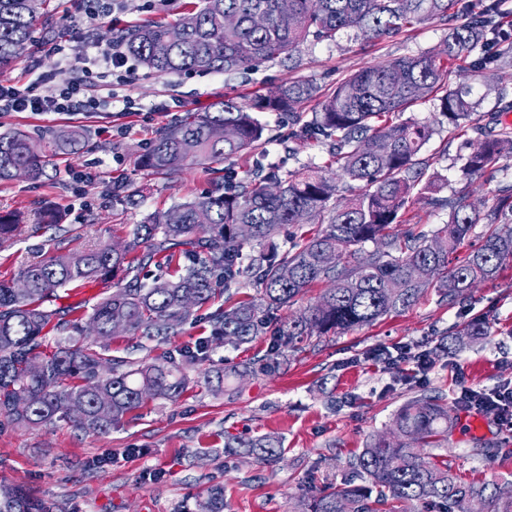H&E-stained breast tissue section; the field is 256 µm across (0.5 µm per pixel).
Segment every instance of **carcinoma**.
Masks as SVG:
<instances>
[{
    "label": "carcinoma",
    "instance_id": "cac0c4a2",
    "mask_svg": "<svg viewBox=\"0 0 512 512\" xmlns=\"http://www.w3.org/2000/svg\"><path fill=\"white\" fill-rule=\"evenodd\" d=\"M456 2L201 0L176 21L145 23L121 40L130 55L159 75L229 73L290 60L310 36L334 41L341 31L357 29L373 41L429 20L445 22ZM42 6V0H0V70L27 50ZM257 12L266 14V26L253 24ZM509 25L512 19L500 0H475L467 22L448 32L442 55L399 58L345 78L299 134L325 147L326 165L284 178L277 168L261 164L247 180L236 181L227 173L206 193L133 225L122 241L33 261L19 272L18 287L0 282V417L31 428L64 423L103 435L142 407L147 397L176 399L189 387L188 371L210 361L211 340L157 355L152 343L180 335L219 288L228 293V305L211 315L217 339L240 346L265 335L270 320H277L269 358L259 367L270 374L281 350L305 338L371 325L411 308L430 288L452 300L494 277L512 261V228H496L481 246L461 253L478 221L467 197L444 201L448 223L429 237L399 228L407 222V207L424 175L415 157L436 134L431 124L399 117L434 98L453 130L472 128L473 87L448 89V63L461 62V69L475 77L512 67V41L504 37L490 50L485 39L491 28L502 31ZM173 27L182 30L179 44L169 42ZM315 93L309 82L286 81L272 97L226 99L212 111L195 112L160 130L138 165L162 176L190 167L212 171L272 141L257 113L286 111L292 116ZM216 126L232 127L235 139L213 140L210 132ZM83 141L79 130L61 131L51 152L74 151ZM186 142L196 147L190 156L183 151ZM29 144L23 131L0 134V181L14 179L20 170L31 180L42 176L46 156L30 152ZM467 144L471 152L465 169L480 171L512 156V128L480 132ZM344 180L362 184L363 190L351 197L340 195L339 182ZM508 215L512 187L501 191L486 219L495 224ZM304 221L323 228L300 235L283 251L277 249L274 239L280 229L287 224L300 227ZM241 224L252 226L251 236L239 235ZM368 243L373 250H365ZM176 248L186 261L177 278H158L151 285L125 282L151 256L162 254L172 263ZM416 266L429 268L430 277L413 278ZM245 274L256 278L259 298H234L231 289ZM106 276L116 280L114 290L93 305L88 321L100 336L109 335L120 322L126 334L142 339L139 347L148 356L136 364L85 347L78 321L69 336H42L58 314V290ZM319 282L327 288L307 311L280 314ZM47 341L52 351L46 353L41 347ZM33 359L43 364L36 377L25 369ZM106 364L111 373L101 377L98 367ZM19 397L26 399V406L14 405ZM450 411L441 396L409 399L390 425L400 440L373 439L348 462L361 483L350 480L310 491L307 512H400V504L415 506V512H469L474 500L483 502L486 512H512V479L467 482L450 461L434 460L427 452L447 440ZM224 447L250 448L273 464L281 441L271 435L229 437ZM17 499L16 491L1 487L0 512H16ZM196 506L197 512H224V487L207 488Z\"/></svg>",
    "mask_w": 512,
    "mask_h": 512
}]
</instances>
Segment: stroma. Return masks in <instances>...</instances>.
I'll return each instance as SVG.
<instances>
[{"mask_svg": "<svg viewBox=\"0 0 512 512\" xmlns=\"http://www.w3.org/2000/svg\"><path fill=\"white\" fill-rule=\"evenodd\" d=\"M187 3L126 0L104 19L85 14L79 0H45L25 56L0 71V78L30 82L54 74V43H107L144 21H173ZM472 3L460 0L447 22L428 21L381 40L366 41L352 29L333 42L310 39L293 60L253 72L159 76L132 59L128 82L117 90L140 103V111L130 114L0 113V133L22 129L43 147L56 130L75 128L88 138L79 153L49 157L40 179L0 181V215L17 214L24 222L20 235L0 245V281L17 278L24 265L47 255L125 238L130 225L205 192L212 175L202 168L162 177L140 169L136 159L160 128L221 100L266 94L287 80L313 83L317 94L298 117L264 112L260 118L273 135L267 162L284 174L321 166V146L294 136L302 122L350 74L442 48L449 28L467 21ZM500 86L512 87V68L479 81L474 125L504 121L496 100ZM467 154L464 137L445 127L422 148L425 176L410 206L413 231L431 233L446 224L447 199L468 196L482 213L493 206L512 174V157L469 174ZM45 209L59 216L56 233L37 224ZM112 287L106 278L61 290L63 320L87 318ZM476 317L484 319L486 334L457 338V330ZM269 343L262 336L234 348L213 340L212 362L227 373L221 389H207L201 372L191 371L195 383L180 399L147 401L105 435L0 419V484L54 503L56 512H194L197 497L215 484L224 487V512H301L307 490L352 478L349 460L388 433L395 412L413 396L425 392L452 401L464 385L490 390L512 382V263L462 297L427 292L405 312L287 349L274 374L240 376L243 366L267 358ZM398 344L427 351L433 369L425 381L394 380L365 359L370 349ZM228 434L281 437L282 453L270 465L242 449L225 454ZM476 446L487 448V455H472ZM438 453L467 481L512 475V435L489 415L453 409L448 441Z\"/></svg>", "mask_w": 512, "mask_h": 512, "instance_id": "35a3bbf8", "label": "stroma"}]
</instances>
